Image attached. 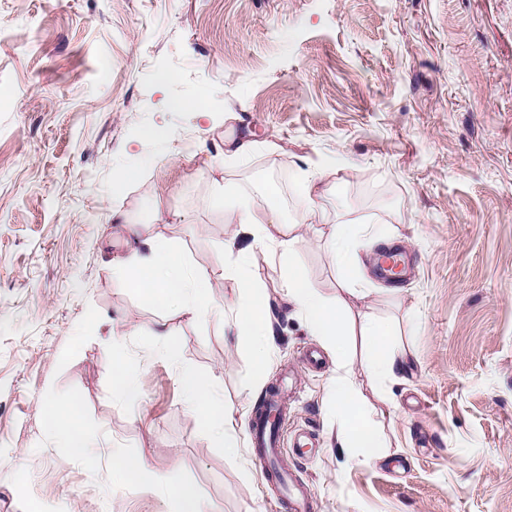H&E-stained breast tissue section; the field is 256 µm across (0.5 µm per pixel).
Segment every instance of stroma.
Listing matches in <instances>:
<instances>
[{"label": "stroma", "mask_w": 512, "mask_h": 512, "mask_svg": "<svg viewBox=\"0 0 512 512\" xmlns=\"http://www.w3.org/2000/svg\"><path fill=\"white\" fill-rule=\"evenodd\" d=\"M196 97L208 117L169 106ZM230 136L252 152L225 161ZM325 155L338 158L328 212L385 225L406 258L392 281L376 246L359 251L373 291L352 311L387 320L410 359L379 388L347 337L385 441L354 463L330 440L336 363L284 301L273 252L258 270L275 351L255 385L252 341L224 326L243 298L224 274L238 226L209 196L220 178L258 199L285 181L277 204L307 240L298 261L335 294L331 227L296 205L304 161ZM126 167L141 179L116 184ZM158 195L178 223L155 221ZM116 206L211 279L206 315L147 303L113 271L129 254ZM157 322L243 422L293 372L283 459L315 512H512V0H0V512H172L180 482L206 512H288L250 432L225 454L188 410L147 333ZM115 328L135 407L112 389ZM51 401L77 402L108 448H58ZM116 448L144 459L154 489L105 482Z\"/></svg>", "instance_id": "obj_1"}]
</instances>
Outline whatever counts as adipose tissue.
Wrapping results in <instances>:
<instances>
[{
	"label": "adipose tissue",
	"instance_id": "1",
	"mask_svg": "<svg viewBox=\"0 0 512 512\" xmlns=\"http://www.w3.org/2000/svg\"><path fill=\"white\" fill-rule=\"evenodd\" d=\"M336 168V159L323 157L304 171L297 188L300 202L307 207L309 219L325 223L328 218L322 202L331 193L328 178ZM213 198L224 203L242 234L249 236L247 245L228 240L225 250L233 260L225 268L228 276L238 279L244 301L233 322L237 332L255 341V381L263 383L274 351V327L271 297L258 283L257 255L266 250L279 253L284 264V295L288 305L299 313L310 334L319 338L336 357V379L329 388L332 412L336 418L335 441L339 448H363L376 453L382 447L378 425L364 410L360 392L348 367L346 336L351 327L347 305L341 297L319 293L310 282L298 255L306 240L296 225L285 223L271 199L256 202L231 184L214 183ZM379 246L389 245L384 228L351 221L334 225L330 236V257L338 276L348 291L368 293L369 285L358 267V249L362 240ZM145 254L134 265L124 268L130 288L145 301L158 305H178L180 310L199 318L210 308L213 284L203 274L185 269L171 249L160 239L149 237L140 243ZM360 334L371 355L370 368L374 380L386 385L407 363V350L394 338L392 329L382 320L367 316L360 322ZM166 357L177 366L179 383L188 408L194 411L211 436L223 445L225 453H235L239 446L240 423L224 405L215 380L198 375L180 362V349L172 341L164 324L154 329ZM46 422L58 447L77 458L89 454L93 442L79 418L77 404L52 405L46 410Z\"/></svg>",
	"mask_w": 512,
	"mask_h": 512
}]
</instances>
